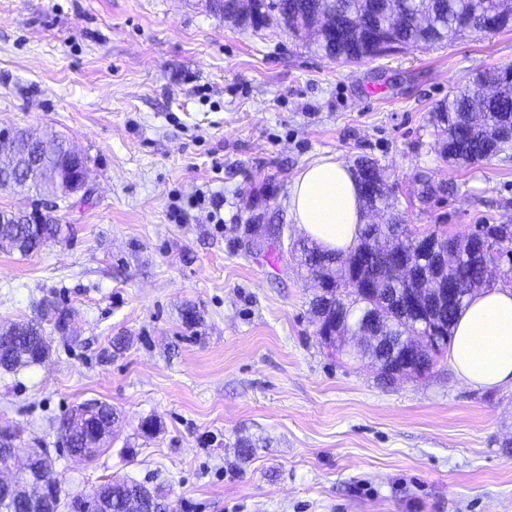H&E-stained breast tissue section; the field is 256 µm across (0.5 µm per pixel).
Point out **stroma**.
I'll list each match as a JSON object with an SVG mask.
<instances>
[{"instance_id": "stroma-1", "label": "stroma", "mask_w": 512, "mask_h": 512, "mask_svg": "<svg viewBox=\"0 0 512 512\" xmlns=\"http://www.w3.org/2000/svg\"><path fill=\"white\" fill-rule=\"evenodd\" d=\"M508 65L512 31L342 64L203 0H0V127L89 160L85 197L55 212L67 239L0 248V327L45 299L75 313L43 364L0 372L17 463L96 399L122 420L94 462L57 456L71 494L134 479L166 490V512H512V387L468 385L445 355L387 385L322 344L288 212L310 162L368 156L406 223L512 224V161L450 167L433 126L465 76ZM419 174L454 193L420 201ZM253 224L282 225V245L250 253ZM117 336L133 342L114 356Z\"/></svg>"}]
</instances>
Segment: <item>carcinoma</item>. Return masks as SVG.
<instances>
[{
	"label": "carcinoma",
	"mask_w": 512,
	"mask_h": 512,
	"mask_svg": "<svg viewBox=\"0 0 512 512\" xmlns=\"http://www.w3.org/2000/svg\"><path fill=\"white\" fill-rule=\"evenodd\" d=\"M502 0H253L252 9L240 10L238 0H210L208 9L214 15L254 31L278 26L296 38L307 39L322 56L345 64L360 63L394 52L440 43L462 32H483L488 27L476 20H501L498 28L512 26V14L504 10ZM438 128L439 154L451 166H463L491 157L512 158V67L478 73L459 86L448 100L434 110ZM71 147L61 136L49 133L28 145L32 158L44 159L41 168L32 170L28 191L45 194L54 178H65ZM22 151L0 152V188L2 177L20 167H28ZM360 197L369 208L390 213L386 224L363 225L353 250L342 255L324 251L306 242L299 244L303 266L308 276L332 283V288L316 295L311 311L318 324L335 323L337 335L322 338V343L336 348L353 360L370 359L381 377L390 380L385 365L393 358L379 354L378 345L367 343L365 336L377 340L387 337L407 341L411 336L423 337L425 350L441 356L448 348L453 323L473 293L491 286L485 277L488 257L472 236L457 239L456 259L448 264V274L436 279L435 259L413 247L411 229H401L395 213V192L385 168L374 158H360L354 165ZM421 198L428 200L441 192H451L445 183L433 184L420 177ZM504 253H512V224L492 225ZM70 230V225L47 218L34 227L24 223L21 214L0 209V247L22 255L40 250L57 241ZM408 255L414 260L408 279L395 273L396 257ZM433 283L435 292L455 288V300L444 304L438 317L423 309L406 316L388 311L379 302L387 291L421 298L424 282ZM74 317L65 306L44 303L40 314L10 326V337H0V370L15 372L22 367L39 365L50 355L51 341L45 324L56 332L64 331ZM82 408L74 409L57 422V438L65 439L73 452L85 448V422ZM117 411L106 403L99 404L92 422L104 438L88 458H93L114 431ZM55 459L45 448H35L29 455V468L17 480L30 484L51 478ZM162 492L136 480L106 482L96 486L95 505L99 512H125L135 502L140 512H154L161 505ZM86 512L85 494L80 493L60 503L37 497L20 500L0 493V512Z\"/></svg>",
	"instance_id": "carcinoma-1"
}]
</instances>
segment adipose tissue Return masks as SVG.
I'll return each mask as SVG.
<instances>
[{"label":"adipose tissue","mask_w":512,"mask_h":512,"mask_svg":"<svg viewBox=\"0 0 512 512\" xmlns=\"http://www.w3.org/2000/svg\"><path fill=\"white\" fill-rule=\"evenodd\" d=\"M289 212L300 231L327 251L348 252L363 222L349 168L323 156L289 187ZM449 355L461 379L479 388L512 384V288L476 293L452 328Z\"/></svg>","instance_id":"adipose-tissue-1"}]
</instances>
